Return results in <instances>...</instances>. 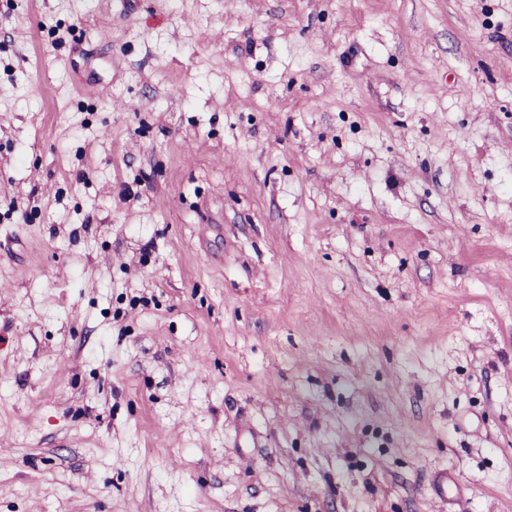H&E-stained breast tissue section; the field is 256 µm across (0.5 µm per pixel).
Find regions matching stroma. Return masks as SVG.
Here are the masks:
<instances>
[{"label":"stroma","mask_w":512,"mask_h":512,"mask_svg":"<svg viewBox=\"0 0 512 512\" xmlns=\"http://www.w3.org/2000/svg\"><path fill=\"white\" fill-rule=\"evenodd\" d=\"M2 184L0 512H512V0H0Z\"/></svg>","instance_id":"stroma-1"}]
</instances>
